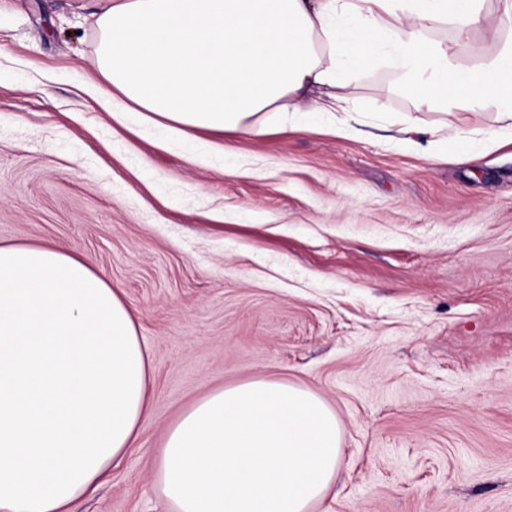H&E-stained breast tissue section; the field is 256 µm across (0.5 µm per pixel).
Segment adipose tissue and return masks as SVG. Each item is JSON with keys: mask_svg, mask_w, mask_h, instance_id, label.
Returning a JSON list of instances; mask_svg holds the SVG:
<instances>
[{"mask_svg": "<svg viewBox=\"0 0 512 512\" xmlns=\"http://www.w3.org/2000/svg\"><path fill=\"white\" fill-rule=\"evenodd\" d=\"M109 0L97 78L75 84L111 119L176 138L259 136L347 111L358 74L391 69L424 105L479 112L512 136V0ZM487 23L493 51L469 41ZM451 27L460 64L432 38ZM149 347L121 293L50 244L0 243V512H72L135 447L152 411ZM340 426L316 393L271 378L212 390L155 451L165 512H313L336 482Z\"/></svg>", "mask_w": 512, "mask_h": 512, "instance_id": "ef3b65f1", "label": "adipose tissue"}]
</instances>
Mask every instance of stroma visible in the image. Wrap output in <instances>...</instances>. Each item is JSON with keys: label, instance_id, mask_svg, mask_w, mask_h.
<instances>
[{"label": "stroma", "instance_id": "35a3bbf8", "mask_svg": "<svg viewBox=\"0 0 512 512\" xmlns=\"http://www.w3.org/2000/svg\"><path fill=\"white\" fill-rule=\"evenodd\" d=\"M107 0H0V242L50 243L118 288L150 347L151 418L77 512H164L153 456L221 386L276 377L335 412L315 512H512V141L396 146L441 124L385 68L324 125L194 143L136 134L73 86ZM399 124H402L403 127L400 129V132L404 135L399 139L403 145L412 148L419 149L422 147V141H427L428 144L436 143V140L432 138L436 136L437 130L426 125H423L418 122H408V120H398ZM431 137V139H428Z\"/></svg>", "mask_w": 512, "mask_h": 512}]
</instances>
